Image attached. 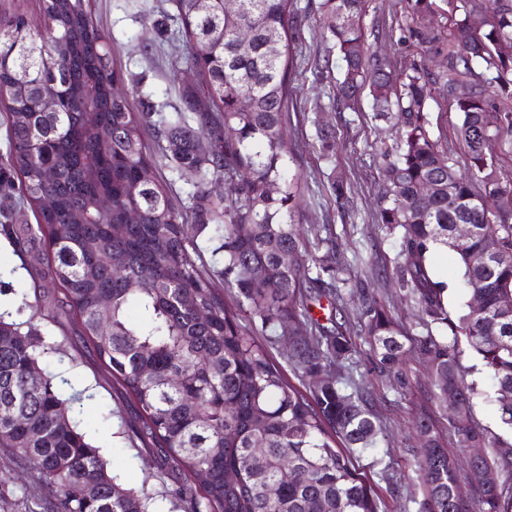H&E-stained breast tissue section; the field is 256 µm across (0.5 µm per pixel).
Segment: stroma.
Listing matches in <instances>:
<instances>
[{
    "mask_svg": "<svg viewBox=\"0 0 512 512\" xmlns=\"http://www.w3.org/2000/svg\"><path fill=\"white\" fill-rule=\"evenodd\" d=\"M321 2L298 0L309 20L293 33L296 71L290 77L294 92L288 101V135L294 148L290 170L299 178L295 218L306 227H328L336 244V287L353 346L349 360L363 375L370 409L382 428L378 447L359 457L358 463L385 502L386 512H417L425 487L415 467L424 444L412 425L416 409L422 405L429 409L449 453L464 457L469 450L462 447L448 422L446 406L435 396L425 355L408 345L397 374L380 372L362 332L360 308L366 297L376 300L401 329L413 335L423 333V315L412 294L398 282L395 237L377 216L384 189L382 153L392 145L393 136L388 123L376 118L370 97H361L352 110L337 105L341 63L317 25ZM409 4L410 0H376L363 20L365 29L376 36L372 48L393 68L418 65L441 74V57L422 51L410 36ZM91 10L95 23L110 38L112 65L121 77L119 90L133 109L149 106L166 119L183 111L186 94L198 89L199 82L182 61L184 44L176 35L173 0H92ZM429 112L435 138L455 156H463L457 136L459 116L443 90H436ZM327 127L335 129L336 145L325 153L317 132ZM337 178L346 191L340 201L330 191ZM0 281L14 288L13 293L0 294V308L7 311L16 304L17 289L31 295L58 291L40 266L13 255L1 235ZM40 329L61 342L68 354L52 370L65 378L61 391L72 398L75 416L86 425L111 474L128 486L146 487L161 512H175L168 492L184 483V474L163 467L156 449L131 441L138 429L137 404L114 384L85 341L78 320L63 314L57 321L41 322ZM459 365L465 380L477 386L474 418L489 437L512 445V429L501 424L485 398L490 376L469 347H462ZM55 495V488L39 481L32 464L0 448V512H40L42 503Z\"/></svg>",
    "mask_w": 512,
    "mask_h": 512,
    "instance_id": "1",
    "label": "stroma"
}]
</instances>
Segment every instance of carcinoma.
I'll return each mask as SVG.
<instances>
[{"mask_svg":"<svg viewBox=\"0 0 512 512\" xmlns=\"http://www.w3.org/2000/svg\"><path fill=\"white\" fill-rule=\"evenodd\" d=\"M411 0L409 18L420 23L416 36L446 60L441 79L448 104L460 114L458 138L465 171L454 153L433 137L429 101L436 80L422 67L394 71L369 53L363 19L371 0H323L320 24L342 64L336 100L350 108L367 92L376 115L390 123L394 145L386 151V189L381 223L399 234L396 270L401 286L418 297L426 333L408 337L384 308L367 303L362 316L371 352L382 370L401 363L406 340L427 357L437 398L459 397L451 423L469 448L493 446L472 418L475 384L459 373L460 344L479 356L494 380L502 424L512 429V314L502 299L512 294V219L494 212V203L512 183L500 179L496 145L512 137V0ZM184 63L194 68L205 99L187 101V115L171 124L152 121L127 100L109 97L115 72L110 45L94 23L87 0H47L43 25L33 32L13 14L0 19V98L7 101L8 165L18 181L0 182V197L38 206L37 224H0V235L21 252L46 261L48 276L63 291L112 379L132 395L140 410V439L160 448L165 464L193 477L190 496L178 494L182 512H380L374 491L354 463V453L375 447L381 428L368 409L364 388L336 370L351 344L344 324L321 323L308 302L333 296L334 278L303 282L295 265L317 262L323 244L335 248L322 229L295 223L293 200L298 177L290 173L288 97L291 32L305 15L296 0H176ZM480 14L491 22L476 31ZM252 31V46L241 53L237 34ZM460 85L468 99L455 97ZM59 97V111L43 112L37 101ZM252 101L248 111L240 98ZM177 167L194 170L197 191L175 200L148 177L154 160L144 150L143 132ZM51 165L57 180L46 185L40 169ZM213 180L225 191L208 190ZM434 194L423 200L419 187ZM54 208L40 207L44 196ZM112 200L100 214L99 196ZM136 212L140 221L131 224ZM471 224L474 233L459 241L452 226ZM218 243V276L236 304L224 302L211 276L196 264L197 239ZM496 238L500 257L491 265L472 258ZM96 239L101 249L85 250ZM43 240L51 255L34 252ZM441 243L459 260L458 288L478 293L483 312L471 301L454 312L444 302L448 284L431 274L428 256ZM125 258L122 271L112 257ZM134 280L139 287L131 289ZM112 303L103 323L97 296ZM195 296L198 309L184 305ZM15 313L0 314V330L16 343L0 345V409L14 406L21 420L0 416V448L37 467L39 478L58 486L51 512H155L153 497L141 488L123 489L107 469L99 447L73 416L48 360L63 361L62 345L37 344L38 305L18 294ZM246 318L249 325L241 323ZM447 328L437 336L433 329ZM288 337L289 361L303 376L324 383L303 395L285 378L269 348ZM415 429L428 435L418 473L426 494L418 512H504L505 487L472 486L473 499L457 501V460L433 434L422 412ZM260 441L265 464L238 472L241 457ZM288 463L295 478L270 499L265 486ZM492 465L512 480V451L484 456L471 467ZM95 472L96 493L85 490L87 470Z\"/></svg>","mask_w":512,"mask_h":512,"instance_id":"cac0c4a2","label":"carcinoma"}]
</instances>
